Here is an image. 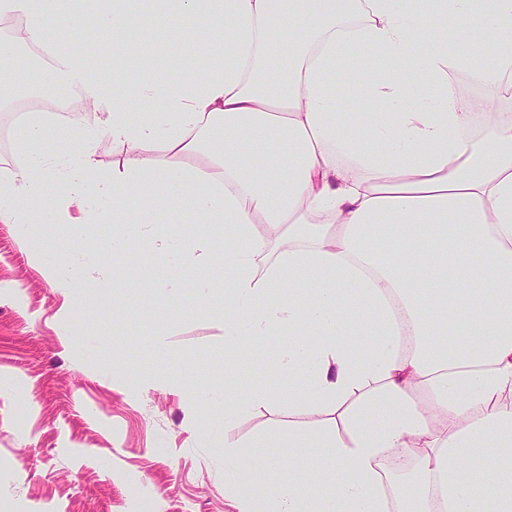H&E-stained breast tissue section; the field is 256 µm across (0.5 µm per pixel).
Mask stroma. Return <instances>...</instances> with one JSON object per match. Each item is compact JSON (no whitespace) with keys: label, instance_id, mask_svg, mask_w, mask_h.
Masks as SVG:
<instances>
[{"label":"stroma","instance_id":"obj_1","mask_svg":"<svg viewBox=\"0 0 512 512\" xmlns=\"http://www.w3.org/2000/svg\"><path fill=\"white\" fill-rule=\"evenodd\" d=\"M0 23V64L16 97L0 99V173L21 161L16 98L38 92L21 77L29 48ZM111 218L77 230L44 220L0 223V512H237L224 495L226 445L294 425L319 428L329 414L289 408L288 378L270 366L281 340L263 338L264 360L241 348L225 365L224 304L169 316L192 300L206 270L174 290L157 250L131 242L124 260L140 281L67 296L51 285L39 247L112 262ZM238 394L275 390L268 403L224 425V380Z\"/></svg>","mask_w":512,"mask_h":512}]
</instances>
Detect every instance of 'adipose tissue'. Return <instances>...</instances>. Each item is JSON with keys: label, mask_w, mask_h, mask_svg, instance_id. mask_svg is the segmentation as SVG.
Instances as JSON below:
<instances>
[{"label": "adipose tissue", "mask_w": 512, "mask_h": 512, "mask_svg": "<svg viewBox=\"0 0 512 512\" xmlns=\"http://www.w3.org/2000/svg\"><path fill=\"white\" fill-rule=\"evenodd\" d=\"M0 16L17 18L29 45H45L49 25L67 32L42 81L82 85L103 110L92 128L25 121L22 162L0 178V223L31 226L47 208L58 223L94 224L88 202L100 200L171 256L173 274L190 263L231 279L224 334L236 346L282 336L278 368L305 382L292 402L353 403L342 428L289 430L311 477L267 489L281 464L272 433L227 457L238 512H512V407L499 403L512 392V117L475 136L452 83L466 73L512 100V0H0ZM120 26L146 40L133 87ZM159 29L175 43L154 40ZM172 53L189 61L174 84L152 74L153 57ZM339 92L376 118L337 117ZM255 130L267 134L259 160L238 148ZM105 138L135 158L108 178ZM46 140L55 156L39 152ZM166 151L204 163L167 166ZM146 180L173 210L233 226L223 266L207 239L132 219L127 202ZM259 224L288 247L270 256ZM406 335L415 351L404 357ZM415 383L431 392L427 409L409 400ZM432 416L449 431L432 430ZM395 451L415 464L393 498L381 461ZM478 456L491 464L475 474L466 464Z\"/></svg>", "instance_id": "ef3b65f1"}]
</instances>
